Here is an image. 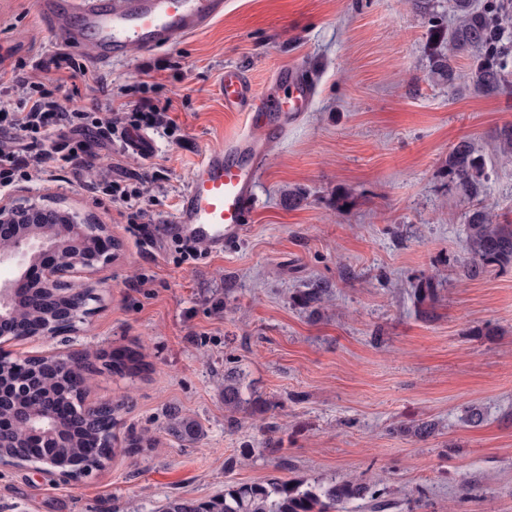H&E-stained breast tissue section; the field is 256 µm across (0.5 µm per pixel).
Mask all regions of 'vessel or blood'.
<instances>
[{"instance_id":"vessel-or-blood-1","label":"vessel or blood","mask_w":512,"mask_h":512,"mask_svg":"<svg viewBox=\"0 0 512 512\" xmlns=\"http://www.w3.org/2000/svg\"><path fill=\"white\" fill-rule=\"evenodd\" d=\"M37 6L52 30L64 32L71 45L92 46L101 62L171 47L224 15V0H37ZM276 79L283 95H258L240 71H225L224 104L245 112L246 123L193 168L168 234L213 254L244 234L268 143L284 135L315 95L300 68L277 67Z\"/></svg>"}]
</instances>
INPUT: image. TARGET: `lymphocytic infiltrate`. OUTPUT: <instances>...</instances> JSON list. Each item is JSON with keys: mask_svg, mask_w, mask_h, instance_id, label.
I'll return each instance as SVG.
<instances>
[{"mask_svg": "<svg viewBox=\"0 0 512 512\" xmlns=\"http://www.w3.org/2000/svg\"><path fill=\"white\" fill-rule=\"evenodd\" d=\"M68 57L53 56L43 63L44 70H58L52 84L32 80L17 70L0 69V132H9L0 142V187L6 188L26 178L32 171L64 155L74 167H81L89 134L112 140L119 132L111 114L99 116L64 106L61 94L68 85L61 70L70 69ZM24 89L22 111H15L11 93Z\"/></svg>", "mask_w": 512, "mask_h": 512, "instance_id": "obj_1", "label": "lymphocytic infiltrate"}]
</instances>
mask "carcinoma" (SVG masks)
Segmentation results:
<instances>
[{"label":"carcinoma","mask_w":512,"mask_h":512,"mask_svg":"<svg viewBox=\"0 0 512 512\" xmlns=\"http://www.w3.org/2000/svg\"><path fill=\"white\" fill-rule=\"evenodd\" d=\"M455 18L448 29V51L433 49L429 55L431 74L457 89L460 79L457 59L471 60L465 72L469 84L480 95L497 97L512 93V0H451ZM500 152L512 158V125L499 129ZM486 161L469 139L455 143L448 151V181L474 201L465 214L467 247L470 262L463 275L474 279L487 265L505 267L512 263V223L503 224L483 204ZM94 252L93 240L61 236L58 255L65 258ZM328 288L320 283L302 293L304 304L314 306L328 296ZM98 300L95 289L85 286L50 288L43 283H28L12 307L10 316L19 325L37 330L41 327L63 329L72 322L82 323L90 316L89 304ZM86 366L75 361L70 368L57 356L31 357L20 373L7 361H0V386L8 397L0 404V417L7 420L19 410L39 412L42 403L54 399L72 409L69 416L47 426L48 437L43 448L45 458L56 470L80 479L106 469L111 456L104 449L112 446V429L124 397L105 403L94 412L83 409ZM145 371L142 356L133 350L112 355V372L136 376ZM224 410L227 422H238L237 415L261 409L260 404L245 396L241 372L224 371ZM168 433L185 444L197 443L203 430L193 418L176 408L167 414ZM29 431L25 427L0 433V464L19 465L30 461ZM376 491L367 482L345 480L323 485L304 480L288 481L272 476L262 483H244L224 489V493L204 501L170 497L160 512H340L351 500L375 498Z\"/></svg>","instance_id":"cac0c4a2"}]
</instances>
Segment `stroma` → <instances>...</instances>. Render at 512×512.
I'll return each mask as SVG.
<instances>
[{
	"label": "stroma",
	"mask_w": 512,
	"mask_h": 512,
	"mask_svg": "<svg viewBox=\"0 0 512 512\" xmlns=\"http://www.w3.org/2000/svg\"><path fill=\"white\" fill-rule=\"evenodd\" d=\"M36 0H0V69L60 52L88 78L72 108L101 111L149 96L168 108L174 137L151 132L150 153L89 138L82 173L48 164L0 190L1 202L45 196L77 221L105 224L118 244L86 273L100 297L86 324L5 343L28 358L100 353L84 403L125 396L106 470L51 483L0 465V512H158L169 497L206 499L272 476L325 484L362 480L396 512H512V268L464 279V214L472 202L448 181L450 146L472 140L486 157L484 204L512 221V163L496 133L512 95L449 92L429 74L433 16L448 0H226L208 30L160 52L95 64L38 17ZM284 64L313 70L310 107L268 146L244 236L223 253L186 255L155 234L168 223L193 167L241 113L219 94L239 68L253 92L277 93ZM144 186L148 221L97 200L100 170ZM305 191L289 207L288 191ZM432 280L435 298L415 301ZM321 305L300 294L315 282ZM138 351L140 377L114 374L105 356ZM268 408L226 424L224 372ZM178 406L204 429L191 446L165 433ZM483 414L467 421L469 408ZM434 434L408 435L421 421ZM154 448L127 449L128 431ZM426 496L412 500L418 488Z\"/></svg>",
	"instance_id": "35a3bbf8"
}]
</instances>
